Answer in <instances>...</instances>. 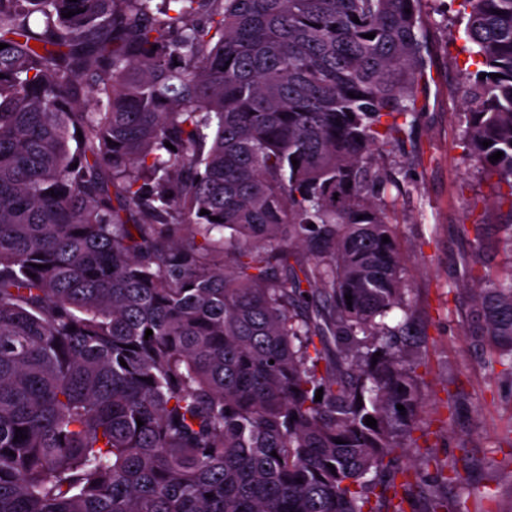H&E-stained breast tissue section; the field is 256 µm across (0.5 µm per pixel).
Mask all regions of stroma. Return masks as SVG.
Instances as JSON below:
<instances>
[{
	"label": "stroma",
	"mask_w": 512,
	"mask_h": 512,
	"mask_svg": "<svg viewBox=\"0 0 512 512\" xmlns=\"http://www.w3.org/2000/svg\"><path fill=\"white\" fill-rule=\"evenodd\" d=\"M456 10L450 0L427 4L431 54L424 108L410 140L386 158L396 182L381 197L396 226L411 314L422 338L417 373L424 404L407 455L458 463L468 480L462 487L433 474L409 482L407 512H424L433 493L451 507L468 494L470 512H512V379L492 369L488 352L474 341L467 293L470 274L496 276L512 266V253L496 232L511 212L495 206V179L461 147L462 86L476 66L462 50ZM476 223L486 227L479 249Z\"/></svg>",
	"instance_id": "stroma-1"
}]
</instances>
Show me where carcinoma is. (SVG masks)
I'll list each match as a JSON object with an SVG mask.
<instances>
[{"label": "carcinoma", "instance_id": "obj_1", "mask_svg": "<svg viewBox=\"0 0 512 512\" xmlns=\"http://www.w3.org/2000/svg\"><path fill=\"white\" fill-rule=\"evenodd\" d=\"M424 2L0 0V512H406L397 477L443 471L400 462L424 395L379 197ZM457 19L512 216V0ZM471 292L512 378V269Z\"/></svg>", "mask_w": 512, "mask_h": 512}]
</instances>
